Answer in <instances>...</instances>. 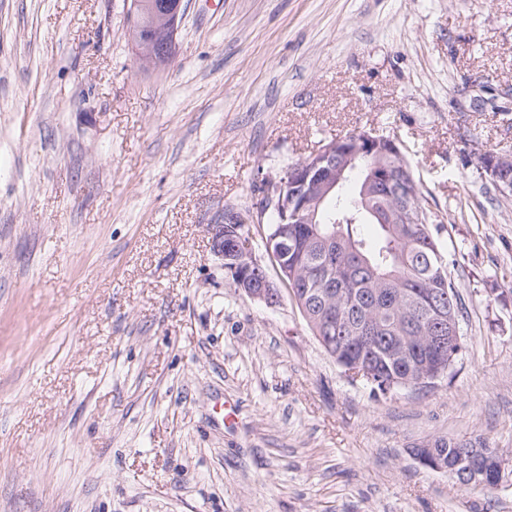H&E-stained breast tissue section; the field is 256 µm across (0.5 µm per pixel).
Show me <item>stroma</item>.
<instances>
[{
  "mask_svg": "<svg viewBox=\"0 0 512 512\" xmlns=\"http://www.w3.org/2000/svg\"><path fill=\"white\" fill-rule=\"evenodd\" d=\"M163 68L124 0H0V512H512L414 448L512 454V0H185ZM398 136L455 265L435 386L352 382L207 224L330 140ZM233 405V423L224 407ZM480 169L489 177L491 183L502 194L512 195V173L511 176L504 175L502 168L512 167V154H500L485 152L479 155Z\"/></svg>",
  "mask_w": 512,
  "mask_h": 512,
  "instance_id": "obj_1",
  "label": "stroma"
}]
</instances>
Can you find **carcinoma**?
<instances>
[{
	"label": "carcinoma",
	"mask_w": 512,
	"mask_h": 512,
	"mask_svg": "<svg viewBox=\"0 0 512 512\" xmlns=\"http://www.w3.org/2000/svg\"><path fill=\"white\" fill-rule=\"evenodd\" d=\"M363 180L364 171L349 173L336 197L319 208L321 223L288 225L278 264L288 268L283 277L325 351L386 396L430 386L437 370L419 361L434 335L426 294L449 295L458 313L461 301L451 278L454 260L432 230L416 183L409 202L422 221L404 224L394 217L395 190L383 181L367 205H358ZM431 450L466 489L512 484V470L496 469V448L438 439ZM469 452L479 472L475 479L452 469L456 457Z\"/></svg>",
	"instance_id": "cac0c4a2"
}]
</instances>
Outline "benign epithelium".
I'll return each mask as SVG.
<instances>
[{
    "label": "benign epithelium",
    "mask_w": 512,
    "mask_h": 512,
    "mask_svg": "<svg viewBox=\"0 0 512 512\" xmlns=\"http://www.w3.org/2000/svg\"><path fill=\"white\" fill-rule=\"evenodd\" d=\"M130 18L133 43L137 53L149 54L152 65L163 67L176 52V39L154 42L142 34L144 22L154 19V23L169 20V14L158 11L155 0H126ZM372 155L392 156L399 160L401 179H411L409 166L404 160L402 143L395 136L378 134L372 131H356L345 137L333 139L322 145L308 161L289 167L275 177L267 176L262 182L263 203L258 211L257 223H262L266 212L275 210L283 224H317L319 207L336 194L347 169L357 166V162ZM480 169L502 194H512V175L506 176L502 168L512 166V154L485 152L479 155ZM245 218L235 212L219 215L207 225L206 232L212 251L219 257L233 250L237 257L227 270L235 278L234 285L244 290L252 298L275 303L281 297V290L263 273L261 280L253 278L254 269L262 266L250 250V243L239 234H229L228 225L241 223ZM440 322L449 329L450 340L460 343L459 323L455 312L447 308L439 312Z\"/></svg>",
    "instance_id": "benign-epithelium-1"
}]
</instances>
